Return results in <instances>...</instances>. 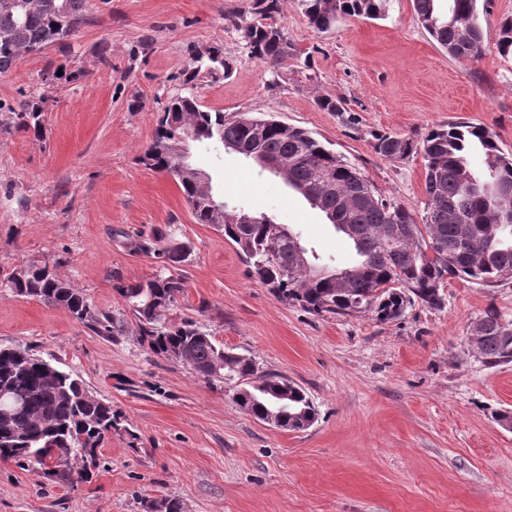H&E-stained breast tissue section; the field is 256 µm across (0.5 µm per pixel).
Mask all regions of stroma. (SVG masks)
Masks as SVG:
<instances>
[{
	"label": "stroma",
	"instance_id": "stroma-1",
	"mask_svg": "<svg viewBox=\"0 0 512 512\" xmlns=\"http://www.w3.org/2000/svg\"><path fill=\"white\" fill-rule=\"evenodd\" d=\"M247 4L90 0L68 46L24 55L0 74V346L54 360L121 418L91 479L78 460L66 484L0 461V512H145L165 498L181 512H512V430L494 419L512 409V364L485 365L468 343L488 306L512 325V281L450 280L442 307L417 303L385 324L315 316L256 283L223 232L195 223L176 182L143 161L164 104L191 92L229 119L248 113L307 129L383 198L423 215L422 156L385 158L376 138L467 121L492 128L512 153V56L496 45L512 0L480 8L484 51L473 62L432 40L413 0H388L385 18H346L326 32L291 7L280 24L295 52L274 69L224 20ZM208 46L233 74L187 88L184 66ZM50 64L64 73L53 84L43 81ZM40 92L41 133L14 129V108ZM322 96L344 100L356 125L321 110ZM191 155L226 203L298 230L336 267L352 261L323 214L281 178L214 144H195ZM157 232L188 251L168 320H194L303 387L317 409L312 426L259 421L234 401L235 382L208 384L143 345L115 286L162 274L136 249ZM33 261L55 263L121 321L122 336H98L65 309L6 288Z\"/></svg>",
	"mask_w": 512,
	"mask_h": 512
}]
</instances>
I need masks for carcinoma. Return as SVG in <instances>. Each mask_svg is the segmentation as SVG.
Returning a JSON list of instances; mask_svg holds the SVG:
<instances>
[{
	"instance_id": "carcinoma-1",
	"label": "carcinoma",
	"mask_w": 512,
	"mask_h": 512,
	"mask_svg": "<svg viewBox=\"0 0 512 512\" xmlns=\"http://www.w3.org/2000/svg\"><path fill=\"white\" fill-rule=\"evenodd\" d=\"M296 4L312 28L330 30L347 17L379 19L387 0H251V21L237 11L224 16L241 36L252 56L274 67L292 55L284 29L275 21L288 3ZM478 0H413L416 17L429 36L458 61H473L482 52L483 30ZM89 0H0V74L25 54L50 46H64L87 21ZM466 26L469 37L461 34ZM499 53L512 55V19L505 20L497 41ZM232 73L229 62L215 47L198 50L183 76L189 84L203 78L217 82ZM46 98L28 99L16 111V128L41 130ZM320 109L342 116L344 102L322 97ZM194 129L197 142L237 147L242 155L278 162L275 175L322 212L354 251L348 266L319 262L293 230L266 215L224 208L222 230L249 268L251 278L268 288L281 302L325 316L369 315L379 323L399 319L414 302L429 307L442 304L448 278H459L484 288H496L512 279V154L502 152L491 128L468 122L450 123L420 138L397 134L376 137L375 151L404 160L422 154L425 160L426 207L421 219L407 206L377 193L355 165L329 150L305 129L272 118L246 113L224 118L204 110L191 94L172 96L156 126L144 160L169 174L177 183L198 224L217 225L212 210L199 201L195 168L177 164L185 127ZM478 147L484 168L474 171L468 152ZM163 235L141 238L137 250L160 260L163 267L179 265L186 254L178 244L160 246ZM26 275L7 278L16 295L66 309L92 332L107 339L122 335V325L94 308L89 298L62 280L55 266L32 262ZM183 288L182 279L160 275L143 284H117L115 291L134 311L142 343L162 357L182 350L186 365L209 380H238L249 396L236 403L262 421L277 418L275 427L297 431L316 419L317 410L305 389L273 373H259L256 361L216 343L194 321H165L164 311ZM473 333L481 361L489 366L512 364V327L503 323L494 307L478 318ZM26 364L14 370L17 358ZM224 375H214L216 363ZM13 386L27 392L23 412L0 427V459L40 471L60 482L72 479L68 463L49 467L55 448L100 449L105 437L120 423L112 404L84 399V382L53 366L28 349L0 348V391Z\"/></svg>"
}]
</instances>
